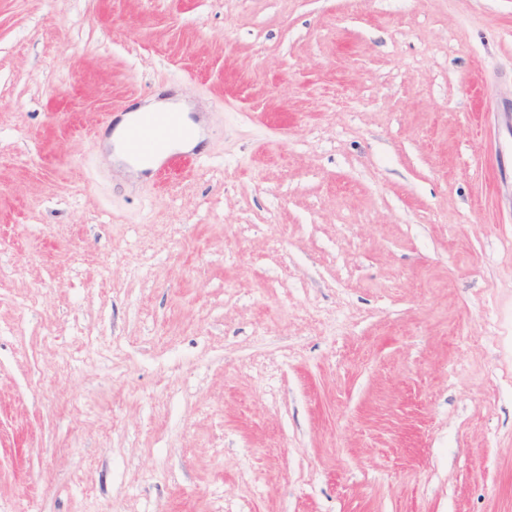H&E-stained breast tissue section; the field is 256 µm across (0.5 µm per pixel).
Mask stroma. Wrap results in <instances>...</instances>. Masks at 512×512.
Wrapping results in <instances>:
<instances>
[{
	"instance_id": "obj_1",
	"label": "stroma",
	"mask_w": 512,
	"mask_h": 512,
	"mask_svg": "<svg viewBox=\"0 0 512 512\" xmlns=\"http://www.w3.org/2000/svg\"><path fill=\"white\" fill-rule=\"evenodd\" d=\"M0 512H512V0H0ZM172 109H179L185 113L191 110L185 101L149 102L129 111L130 113L123 116L116 125L115 131L108 143L111 146L112 141H114L116 145L114 152L116 169L123 177L138 178L141 173L154 169L160 160L166 156L165 154L158 157L152 163L140 165H134L129 162L119 149V143L122 141L127 128L144 113L161 112L132 127L123 141L124 150L129 156L135 159L155 157L168 142L177 139L184 132L181 113L176 111L165 112Z\"/></svg>"
}]
</instances>
